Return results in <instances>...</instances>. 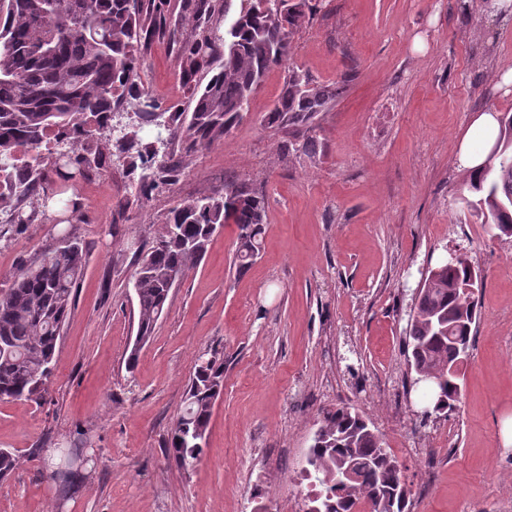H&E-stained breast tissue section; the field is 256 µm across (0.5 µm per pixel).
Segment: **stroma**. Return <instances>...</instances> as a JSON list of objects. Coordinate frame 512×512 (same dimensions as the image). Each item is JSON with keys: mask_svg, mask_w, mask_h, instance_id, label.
Returning <instances> with one entry per match:
<instances>
[{"mask_svg": "<svg viewBox=\"0 0 512 512\" xmlns=\"http://www.w3.org/2000/svg\"><path fill=\"white\" fill-rule=\"evenodd\" d=\"M290 59L317 83L354 78L316 119L313 158L286 151L266 115L288 75L273 67L243 121L142 196L118 161L80 194L70 226L0 223V289L63 231L87 262L74 290L48 393L0 403V512H251L256 475L268 512H302L301 482L322 410L348 404L404 468L409 512H512V241L474 224L457 187L460 139L480 111L512 113V14L462 12L458 0H311ZM138 84L160 112H191L176 48L152 38ZM230 180L268 199L262 250L233 265L225 225L172 291L134 371L133 244L150 245L168 211ZM482 276L479 319L455 412L421 421L405 328L422 272L451 252ZM224 353L203 460L183 471L166 442L198 355ZM95 456L61 492L43 459L59 446Z\"/></svg>", "mask_w": 512, "mask_h": 512, "instance_id": "35a3bbf8", "label": "stroma"}]
</instances>
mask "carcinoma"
Returning <instances> with one entry per match:
<instances>
[{
    "label": "carcinoma",
    "instance_id": "cac0c4a2",
    "mask_svg": "<svg viewBox=\"0 0 512 512\" xmlns=\"http://www.w3.org/2000/svg\"><path fill=\"white\" fill-rule=\"evenodd\" d=\"M212 2L182 0L192 19L187 32L171 25L170 0H0V170L13 167L19 152L30 154L25 167L7 174L10 194H0V206L30 197L53 172L60 179L55 195L65 194L73 171L101 166L100 154L90 148L94 141L106 140L127 158L146 196L174 181L187 157L228 136L266 74L289 60L310 0H247L224 33ZM156 35L177 47L186 80L212 73L206 84H194L190 118L172 117L157 134V142L178 145L177 153L143 152L127 136L113 137L117 108L126 98H137L142 41ZM336 96V85H319L292 66L267 124L291 131L288 150L312 158L320 148L315 119ZM51 132L58 137L57 149L44 153ZM496 139L503 141L504 153L477 174L464 172L459 191L477 222L512 240V114L500 120ZM266 207L263 191L232 180L169 212L166 225L173 232L140 250L134 282L138 343L149 341L168 303L170 275L183 277L197 265L219 228L237 227V270L252 264L254 244L263 240ZM85 259L76 237L65 250L47 246L0 291V344L12 347L0 350V397L22 400L46 392ZM437 269L415 293L406 335L407 362L416 379L443 378L444 399L425 410L426 416L457 408L460 360L469 356L478 319V298L463 288L477 276L471 262L460 255ZM223 386L224 356L203 352L168 440L177 465L201 459L204 448L194 434L207 433ZM307 463L324 512H361L364 506L370 512H407L409 489L401 465L385 447V437L349 406L322 412Z\"/></svg>",
    "mask_w": 512,
    "mask_h": 512
}]
</instances>
